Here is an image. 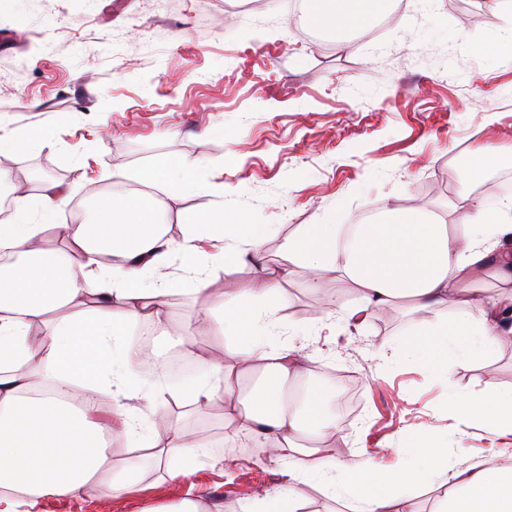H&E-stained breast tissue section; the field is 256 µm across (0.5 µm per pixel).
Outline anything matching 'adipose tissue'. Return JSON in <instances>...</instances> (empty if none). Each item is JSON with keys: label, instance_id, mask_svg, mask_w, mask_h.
I'll use <instances>...</instances> for the list:
<instances>
[{"label": "adipose tissue", "instance_id": "1", "mask_svg": "<svg viewBox=\"0 0 512 512\" xmlns=\"http://www.w3.org/2000/svg\"><path fill=\"white\" fill-rule=\"evenodd\" d=\"M308 23L337 42L369 36L387 0H302ZM512 155L511 145L482 144L460 170L467 184L484 186L485 201L461 211L454 222L421 208L387 203L378 219L360 225L354 240L340 237L334 224L311 225L289 240L283 261L302 268L309 279L337 271L358 288L363 309L381 310L407 302L418 318L412 335L379 349L388 364L409 360L436 375L448 372L452 358L485 359L512 338L497 299L472 295L455 322L436 317L457 292L461 279L493 277L512 282V199L487 188L489 168ZM207 166L198 159L169 160L144 172V185L175 179L185 192L207 188ZM66 195L58 185L43 187L38 198L14 192L16 222L0 224V249L14 260L0 264V512H38L53 497H78L96 491L119 499L138 490L137 463L125 473L112 469L113 441L150 449L156 459L195 460L205 455L202 435L189 432L161 414L152 426L139 419V406H153L155 383H135L134 352L125 342L130 324H167L169 288L146 282V271L166 265L174 253H195L194 234L182 241L167 235L151 196L108 195L82 224L54 225ZM202 223L220 228L224 241L216 260L239 261L273 231L249 224L233 210L215 209ZM58 228L87 255L73 264L45 236ZM107 257V265L96 262ZM93 303L94 314L75 311L76 302ZM212 311L199 313L181 338V352L205 378L177 398L200 408L221 404L230 436H261L269 455L286 465L288 481L250 504L248 512H299L301 487L313 481L335 484L345 474L346 494L362 503L361 512H411L407 488H436L433 512H512V461L477 459L457 468L451 450L424 433L407 449L400 465L376 469L360 453L332 462L327 443L336 422L321 407L320 393L305 386L307 357L293 345H268L285 301L273 281L263 278L239 296L212 299ZM220 311L224 330L238 349L232 360L203 352L197 330ZM51 334L36 336L35 324ZM51 384V395L33 389ZM111 394L112 415L93 418L94 404ZM450 416L481 428L512 434V390L454 395Z\"/></svg>", "mask_w": 512, "mask_h": 512}]
</instances>
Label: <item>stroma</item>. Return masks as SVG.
<instances>
[{
    "mask_svg": "<svg viewBox=\"0 0 512 512\" xmlns=\"http://www.w3.org/2000/svg\"><path fill=\"white\" fill-rule=\"evenodd\" d=\"M225 0H8L0 9V134L38 133L12 156L15 187L61 185L68 202L55 221L98 187L138 181L175 157L201 159L208 189L163 185L160 219L179 240L213 207L237 209L276 227L260 247L277 272L291 236L329 221L346 229L389 201L442 211L447 221L456 172L482 143L512 144L511 22L491 0H431L370 40L331 51L290 26L291 0H273L224 22ZM251 261L211 264L209 293L240 294L255 278ZM163 275L170 315L184 326L203 305L185 293L195 266L175 255ZM288 302L281 336L297 335L335 409L331 455L351 451L397 465L398 450L423 430L446 436L452 460H512V435H493L450 417L455 394L512 388V341L481 361L452 359L446 378L422 366H389L383 343L408 337L406 308L348 321L355 286L337 273L310 282L298 268L279 276ZM225 474L223 447L196 460L190 479L173 480L144 461L141 492L105 508L98 493L43 500L39 512H166L194 494L220 512H241L283 484V467L260 442L242 440Z\"/></svg>",
    "mask_w": 512,
    "mask_h": 512,
    "instance_id": "obj_1",
    "label": "stroma"
}]
</instances>
